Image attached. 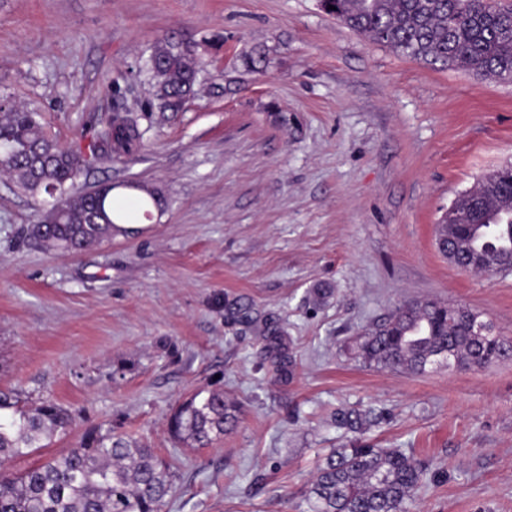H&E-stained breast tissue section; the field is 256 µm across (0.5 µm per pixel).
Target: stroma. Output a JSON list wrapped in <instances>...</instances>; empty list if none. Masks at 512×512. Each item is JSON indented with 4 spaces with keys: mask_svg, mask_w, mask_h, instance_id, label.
Returning <instances> with one entry per match:
<instances>
[{
    "mask_svg": "<svg viewBox=\"0 0 512 512\" xmlns=\"http://www.w3.org/2000/svg\"><path fill=\"white\" fill-rule=\"evenodd\" d=\"M172 33L202 63L176 112L147 70ZM0 93L37 104L77 152L114 110L134 112L143 146L81 183L164 199L146 227L57 255L26 234L33 199L0 176V390L75 416L0 470L110 428L177 459L163 512H308L346 443L335 413L355 407L381 415L363 443L429 463L410 512H512V359L418 375L352 348L426 298L512 340V272L463 271L434 243L455 198L512 163V82L367 41L320 0H0ZM203 388L239 420L187 448L168 417Z\"/></svg>",
    "mask_w": 512,
    "mask_h": 512,
    "instance_id": "obj_1",
    "label": "stroma"
}]
</instances>
